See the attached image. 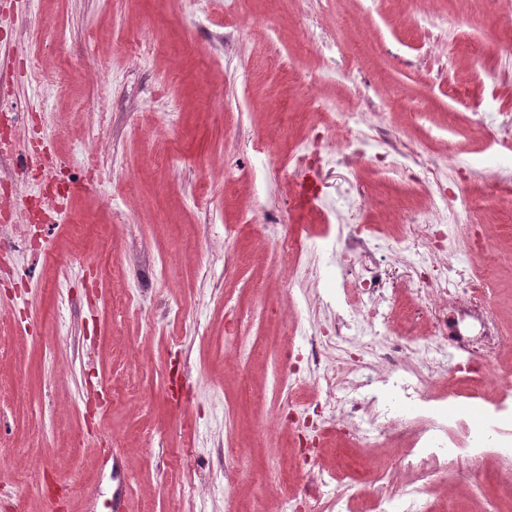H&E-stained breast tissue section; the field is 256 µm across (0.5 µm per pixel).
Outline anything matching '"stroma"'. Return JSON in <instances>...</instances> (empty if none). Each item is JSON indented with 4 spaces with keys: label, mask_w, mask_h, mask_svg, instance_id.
Returning <instances> with one entry per match:
<instances>
[{
    "label": "stroma",
    "mask_w": 512,
    "mask_h": 512,
    "mask_svg": "<svg viewBox=\"0 0 512 512\" xmlns=\"http://www.w3.org/2000/svg\"><path fill=\"white\" fill-rule=\"evenodd\" d=\"M0 0V121L14 143L0 186L19 203L53 180L83 184L35 244L0 223V512H309L306 473L323 498L372 512L392 472L362 487L348 460L360 420H339L330 386L307 375L295 398L323 405L297 430L286 373L305 368L307 338L344 321L336 366H375L395 336L428 337L422 287L456 309L473 268L512 329V213L472 218L493 234L484 254L449 236L433 267L431 228L409 211L462 209L512 185V12L502 0ZM350 113L343 150L320 160L308 262L288 275L274 243L297 223L293 188L319 152L311 99ZM404 148L377 162L379 133ZM264 152H256L255 143ZM237 227L234 235L225 225ZM366 254L343 244L354 231ZM108 258L120 283L100 278ZM427 272L419 280L418 272ZM386 297L375 321L364 283ZM241 454L229 485L222 444ZM111 446H102V438Z\"/></svg>",
    "instance_id": "obj_1"
}]
</instances>
